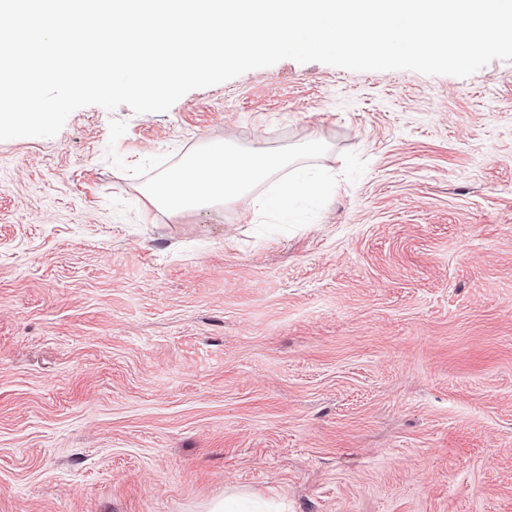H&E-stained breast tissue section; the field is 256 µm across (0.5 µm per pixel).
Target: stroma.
<instances>
[{"mask_svg":"<svg viewBox=\"0 0 512 512\" xmlns=\"http://www.w3.org/2000/svg\"><path fill=\"white\" fill-rule=\"evenodd\" d=\"M214 141L324 142L337 184L260 236L261 189L175 216L129 171ZM239 490L512 512V61L284 59L0 141V512H208Z\"/></svg>","mask_w":512,"mask_h":512,"instance_id":"1","label":"stroma"}]
</instances>
